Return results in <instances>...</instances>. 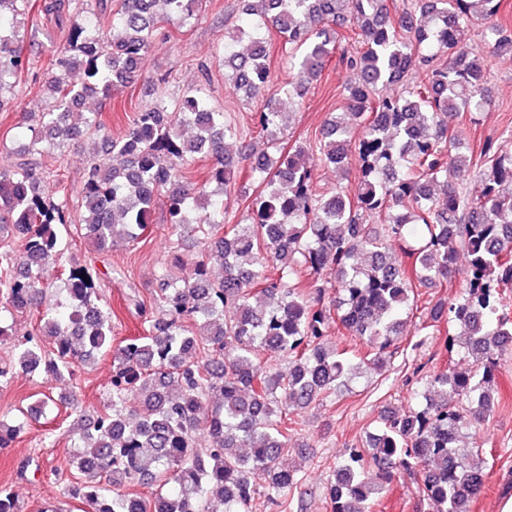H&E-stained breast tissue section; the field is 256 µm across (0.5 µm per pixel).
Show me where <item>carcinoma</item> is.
<instances>
[{"label": "carcinoma", "instance_id": "cac0c4a2", "mask_svg": "<svg viewBox=\"0 0 512 512\" xmlns=\"http://www.w3.org/2000/svg\"><path fill=\"white\" fill-rule=\"evenodd\" d=\"M203 2L119 0L115 13L101 2L112 29L105 39L93 34L98 17L70 13V0H0V109L29 67L18 19L38 10L71 23L50 62L48 109L25 120L31 150L0 171V238L20 242L18 250L0 243V346L15 315L36 312L41 321L39 333L10 346L0 383L40 368L70 386L77 370L113 352L109 400L76 427L77 477L67 494L85 512H217L216 502L222 512H252L263 495L286 509L299 483L284 466L298 431L294 411L338 394L365 366H391L408 326L425 336L453 323L459 332L445 349L463 363L429 376L415 408L381 411L365 447L337 463L327 499L331 512H373L402 468L432 512H471L486 462L464 442L494 412L497 360L512 353V153L489 142L476 159L453 153L446 118L487 105L486 72L464 46L471 24L486 23L481 54H512L500 0H417L394 16L388 0H245L246 27L233 40L249 48L224 50V67L247 97L267 96L271 82L262 29L288 46L279 92L290 98L304 99L335 56L359 76L346 88L345 111L322 128L320 160L345 175L349 164L359 168L355 188L332 193L314 187L308 149L285 148L279 133L292 113L270 102L254 113L266 149L244 147L235 158L224 144L236 130L198 90L176 109L160 99L138 111L116 139L99 113L75 117L87 98L147 78L156 39ZM347 13L361 19L352 38L336 31ZM76 69L79 83L68 79ZM399 83L401 93H383ZM352 119L362 120L357 138ZM96 136L105 156L86 169L75 219L68 199L50 194L53 170L38 157ZM197 155L211 160L199 184L181 174ZM245 171L259 192L247 223L228 224L224 195ZM161 192L169 237L203 239L224 260V277L212 278L202 256L190 279L161 268L154 306L138 305L144 333L114 350L112 309L99 304L89 268L57 265V229L88 232L100 252L118 238L135 242ZM370 216L381 230L365 223ZM460 252L465 289L435 297L430 289L455 278ZM53 267L65 275L64 299L49 312L41 306ZM337 329L353 343L338 348ZM46 336L55 340L51 354ZM262 353L288 357V373L263 366ZM0 512H22L12 485H0Z\"/></svg>", "mask_w": 512, "mask_h": 512}]
</instances>
